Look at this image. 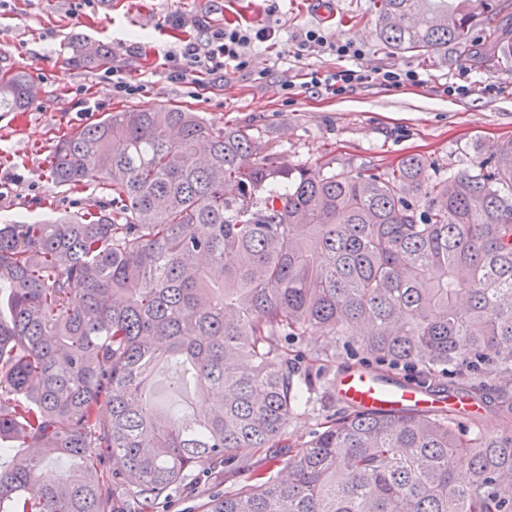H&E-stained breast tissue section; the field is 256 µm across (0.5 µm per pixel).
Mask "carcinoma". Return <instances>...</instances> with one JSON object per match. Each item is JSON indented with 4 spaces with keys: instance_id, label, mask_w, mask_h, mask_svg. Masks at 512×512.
<instances>
[{
    "instance_id": "obj_1",
    "label": "carcinoma",
    "mask_w": 512,
    "mask_h": 512,
    "mask_svg": "<svg viewBox=\"0 0 512 512\" xmlns=\"http://www.w3.org/2000/svg\"><path fill=\"white\" fill-rule=\"evenodd\" d=\"M391 52L474 57L476 12L495 0H376ZM490 49L512 59L498 26ZM70 62L112 64L79 46ZM38 88L0 74V112ZM297 167L240 123L132 108L63 135L53 183L96 181L108 199L49 222L0 224V512H148L190 476L245 461L248 481L210 512H512V432L409 409L325 415L285 438L311 402L310 360L448 379V393L512 422V139L472 172L429 175L419 154L385 168ZM212 393L166 415L154 366ZM323 407L336 406L321 368ZM105 406L109 416L101 419ZM77 463L52 474L44 463ZM123 467L106 477L105 460ZM319 405L311 403L306 412L302 415L294 417L286 429L287 437L297 440L300 443L309 441L312 438V431L318 420Z\"/></svg>"
}]
</instances>
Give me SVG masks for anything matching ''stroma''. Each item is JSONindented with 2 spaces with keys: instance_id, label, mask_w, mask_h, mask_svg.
Returning <instances> with one entry per match:
<instances>
[{
  "instance_id": "1",
  "label": "stroma",
  "mask_w": 512,
  "mask_h": 512,
  "mask_svg": "<svg viewBox=\"0 0 512 512\" xmlns=\"http://www.w3.org/2000/svg\"><path fill=\"white\" fill-rule=\"evenodd\" d=\"M233 22L275 29L274 46L245 50L246 70L205 75L195 88L171 81L168 52L183 39ZM318 29L327 46L290 51L305 31ZM352 42L360 59L338 58L328 45ZM87 42L105 46L140 94L114 95L104 70L75 68L66 59ZM414 70L421 84L399 88L377 82L335 96L307 83L313 72L341 67ZM26 70L39 89L22 112H0V224L43 221L80 213L103 195L99 183L69 190L51 182L47 159L60 136L125 108L180 106L212 121L246 124L262 143L294 164L313 165L332 153L340 166L387 167L406 155H424L436 174L473 169L512 138V60L469 62L456 52L430 63L414 53L383 49L375 34L373 0H0V72ZM468 70L472 92L447 96L440 86ZM264 81H255L257 72ZM294 82L284 92L283 80ZM497 87L485 93V84ZM231 486L208 473L193 491L174 490L152 512H207Z\"/></svg>"
}]
</instances>
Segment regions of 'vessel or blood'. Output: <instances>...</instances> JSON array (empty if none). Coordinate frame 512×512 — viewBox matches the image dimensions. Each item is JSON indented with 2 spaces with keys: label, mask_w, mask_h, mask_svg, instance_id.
Wrapping results in <instances>:
<instances>
[{
  "label": "vessel or blood",
  "mask_w": 512,
  "mask_h": 512,
  "mask_svg": "<svg viewBox=\"0 0 512 512\" xmlns=\"http://www.w3.org/2000/svg\"><path fill=\"white\" fill-rule=\"evenodd\" d=\"M335 390L345 405L379 414L418 409L431 414L463 416L476 410L475 405L460 397L437 395L417 383L385 377L364 368L337 372Z\"/></svg>",
  "instance_id": "obj_1"
}]
</instances>
